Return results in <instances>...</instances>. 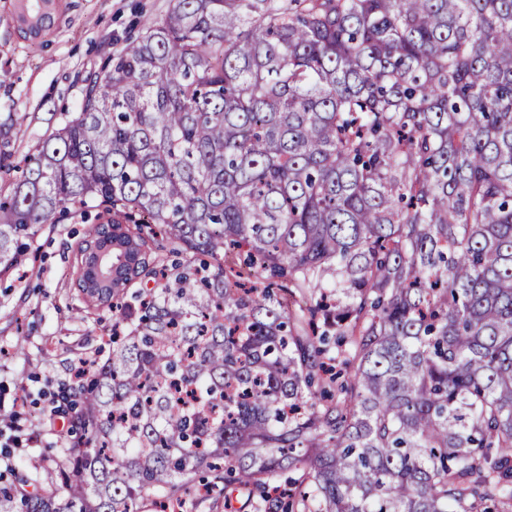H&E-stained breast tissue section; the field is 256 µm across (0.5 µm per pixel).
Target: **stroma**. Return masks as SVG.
Wrapping results in <instances>:
<instances>
[{"mask_svg": "<svg viewBox=\"0 0 512 512\" xmlns=\"http://www.w3.org/2000/svg\"><path fill=\"white\" fill-rule=\"evenodd\" d=\"M169 7L170 0H57L50 30L34 37L21 31L11 0H0V152H33L76 111L83 77ZM86 230L71 220L44 225L20 271L0 276V405L13 406L19 383L31 392L16 408L20 444L8 449L10 469L23 476L70 446L49 426L52 393L112 325L111 312L89 306L75 283Z\"/></svg>", "mask_w": 512, "mask_h": 512, "instance_id": "1", "label": "stroma"}]
</instances>
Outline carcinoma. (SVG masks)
Segmentation results:
<instances>
[{
	"instance_id": "cac0c4a2",
	"label": "carcinoma",
	"mask_w": 512,
	"mask_h": 512,
	"mask_svg": "<svg viewBox=\"0 0 512 512\" xmlns=\"http://www.w3.org/2000/svg\"><path fill=\"white\" fill-rule=\"evenodd\" d=\"M92 210L111 347L0 512H512V0H171L25 156L0 275Z\"/></svg>"
}]
</instances>
